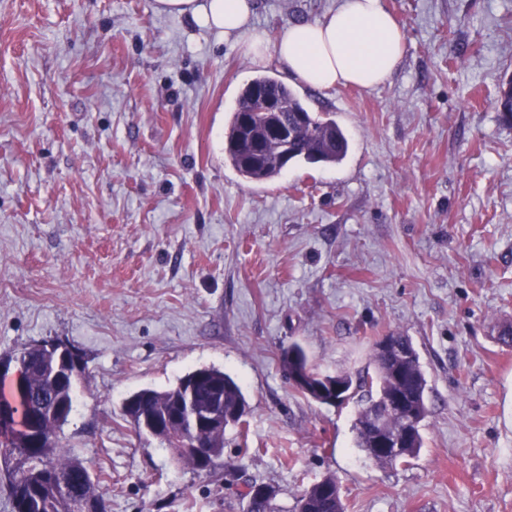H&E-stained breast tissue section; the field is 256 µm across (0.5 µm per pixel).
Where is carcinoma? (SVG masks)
<instances>
[{"label":"carcinoma","instance_id":"carcinoma-1","mask_svg":"<svg viewBox=\"0 0 512 512\" xmlns=\"http://www.w3.org/2000/svg\"><path fill=\"white\" fill-rule=\"evenodd\" d=\"M266 86L277 97L288 118L299 113L307 115L306 121L295 127V143L293 147L294 162L338 164L346 156L348 140L342 129L332 121H324L311 114L297 96L285 85L269 77H258L246 84L242 89L238 104L229 123L227 136L233 137L238 132L239 113L250 108L251 87ZM504 122H512V80L500 87L497 103ZM246 136L262 143L263 150L257 159L248 162L237 152L226 153L234 169L250 181H267L281 173L279 163L280 144L268 138L264 126H253ZM399 345L407 347L413 358L407 361L396 352L383 353L373 350L375 365L374 375L357 378V388L367 389L368 398L358 413L354 430L355 445L365 452L370 447V432L367 417L372 406L378 400H383L389 393L398 389L395 377L398 367L403 365L409 371L411 380L404 386L408 394L407 408L391 420V426L398 428L403 425V419L415 412L418 426L428 416L427 379L422 370L419 355L409 337L400 333L393 334ZM294 349L298 356L289 353L282 354L280 362L288 377L309 368L307 356L303 349L296 345ZM17 361L19 376L12 379L0 374V407L10 410V413L0 418V454L15 461V469L7 473L8 481L19 480L25 489L22 499L12 500L13 512H71V500L74 497H84L97 500L102 498L99 492V482L95 480L84 482L81 473L89 465L69 454L59 446L58 431L68 418L61 420L51 414V409L62 404L67 407V413H72L76 398V389L69 385L59 386L49 380V370L42 368L44 355L31 345L14 354ZM184 378H179L176 385L156 390L143 388L132 396L139 399L135 407L123 405V415L128 419L134 431H139L140 416L144 413L155 414L161 418L172 414L176 409L177 397L180 395ZM196 399L200 403H208L215 396L223 399L224 411L230 412L239 406L247 405L245 396L236 381L224 371L216 368L203 369V376L194 387ZM44 404L45 415L41 423L34 426L31 423L29 407L32 402ZM191 432L182 422L172 419L165 427L160 442L169 447L178 442L183 435ZM195 439L204 451L215 453V462L210 473H215L220 467L234 468L231 463H223L224 431L201 429ZM423 446L421 431L396 454L377 456L376 463L393 465L414 456ZM248 498L247 512H281L277 498L257 499L245 493ZM304 501V512H344L338 482L334 476H326L312 484L300 497Z\"/></svg>","mask_w":512,"mask_h":512}]
</instances>
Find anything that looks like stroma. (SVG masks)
<instances>
[{"label":"stroma","instance_id":"stroma-1","mask_svg":"<svg viewBox=\"0 0 512 512\" xmlns=\"http://www.w3.org/2000/svg\"><path fill=\"white\" fill-rule=\"evenodd\" d=\"M406 34L371 90L294 85L349 140L336 165L240 176L224 139L256 67L154 0H0V357L62 340L88 377L59 443L107 512H284L335 476L345 512H512V0H384ZM336 0H257L277 39ZM409 336L428 380L419 453L355 446L359 399L322 405L280 367L373 372ZM216 367L241 387L233 473H196L136 435L122 402Z\"/></svg>","mask_w":512,"mask_h":512}]
</instances>
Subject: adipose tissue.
Returning <instances> with one entry per match:
<instances>
[{
    "mask_svg": "<svg viewBox=\"0 0 512 512\" xmlns=\"http://www.w3.org/2000/svg\"><path fill=\"white\" fill-rule=\"evenodd\" d=\"M159 12L191 18L234 39L254 64L277 59L294 79L329 90L371 89L387 80L406 51V35L382 0H340L323 19L288 25L277 40L252 23L255 0H155Z\"/></svg>",
    "mask_w": 512,
    "mask_h": 512,
    "instance_id": "ef3b65f1",
    "label": "adipose tissue"
}]
</instances>
